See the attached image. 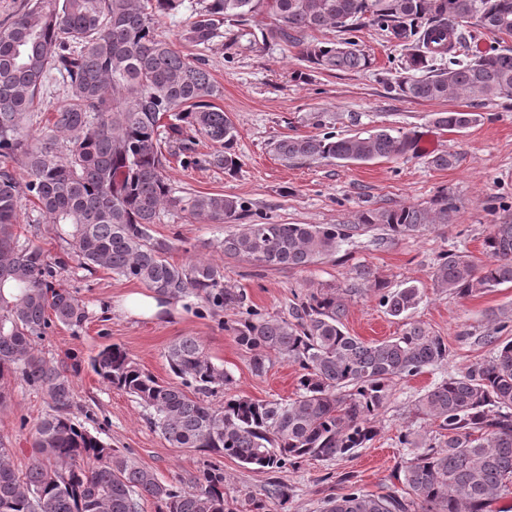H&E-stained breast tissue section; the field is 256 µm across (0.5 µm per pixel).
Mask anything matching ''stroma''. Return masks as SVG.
Wrapping results in <instances>:
<instances>
[{"mask_svg": "<svg viewBox=\"0 0 512 512\" xmlns=\"http://www.w3.org/2000/svg\"><path fill=\"white\" fill-rule=\"evenodd\" d=\"M197 0H184L180 12L161 19L160 29L175 47L204 61L218 83L220 106L234 121L238 135L232 150L239 158L235 172L207 165L182 166L172 160L170 183L175 191L222 193L247 201L252 212L280 224H353L368 208L398 205L427 206L440 189L454 195L458 211L448 226L384 240L383 230L354 235L335 256L304 269H274L235 258H225L217 244L227 225L164 215L152 234L172 240V261L203 257L223 266L224 285L244 297L246 304L270 316H284L297 298L329 288H348L352 294L344 318L346 331L366 341L399 335L403 319L389 316L377 297L359 279L368 268L392 289L417 286L421 301L411 319L442 336L450 355L445 366L395 380L390 398L379 416L381 432L366 448L347 460L308 461L282 472L292 489L291 512H317L324 498L342 493L340 478L349 473L372 493L389 486L395 467L408 458L397 435L409 427L431 440L435 427L414 414L418 397L442 378L465 371L489 358L479 344L495 315L512 316V287L501 286L466 299L439 291L432 271L445 253H465L475 261L485 258L483 241L490 225L512 223V97L483 103L464 97L416 102L404 99L390 82L403 62L406 49L372 26L358 33L359 44L372 58L361 72H324L306 69L297 49L265 45L240 38H219L208 46L180 39V31ZM448 110L477 113L478 121L462 133L438 127L433 115ZM321 113L326 130L347 136L389 128L421 138H434L432 152L379 159L369 164L284 161L272 150L274 139L317 134L314 113ZM451 153L453 167L430 165L431 153ZM60 287L78 291L88 309L81 328L56 326L40 343L42 354L65 364H80L73 377L75 411L92 433L141 465L159 480L173 483L189 478L206 464L224 472V489L234 499V512H255L250 496L266 485L269 474L248 470L231 458L193 448H174L150 428L146 412L125 391L97 376L88 360L101 347H125L142 368L159 380L172 375L164 358L167 347L183 336L201 340L212 360L234 378L233 393L258 400L295 397L297 366L275 362L263 376L253 374L250 355L241 349L227 323L240 317L228 308L219 315L203 301L189 296L166 301L164 309L143 317L123 311L122 301L143 292V285L99 269H73L62 274ZM0 405V442L11 448L16 471L26 470L34 454V427L49 410L43 392L14 381Z\"/></svg>", "mask_w": 512, "mask_h": 512, "instance_id": "stroma-1", "label": "stroma"}]
</instances>
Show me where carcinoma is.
Returning a JSON list of instances; mask_svg holds the SVG:
<instances>
[{"label": "carcinoma", "instance_id": "obj_1", "mask_svg": "<svg viewBox=\"0 0 512 512\" xmlns=\"http://www.w3.org/2000/svg\"><path fill=\"white\" fill-rule=\"evenodd\" d=\"M182 0H22L0 28V382L20 380L41 390L50 412L37 424V453L25 473L0 443V512H141L150 498L157 512H233L224 471L206 464L190 486L165 484L147 467L88 431L74 416L73 368L42 357L36 343L54 325L80 328L88 310L78 292L56 287L71 267L103 268L142 284L159 300L193 295L212 312L243 303L224 287V269L204 259L169 260L171 242L152 236L166 213L233 230L217 248L226 258L265 267L302 269L336 253L356 233L381 225L389 239L446 226L457 211L442 189L423 208L402 205L362 211L356 224H278L251 218L245 201L220 193L178 195L166 175L171 159L235 171L237 128L215 100L221 95L199 61L181 55L158 34L159 19ZM471 25L512 36V0H199L180 34L195 46L224 37V25L251 26L264 44L292 46L309 67L363 71L371 58L350 37L378 27L411 53L394 88L413 101L462 95L481 101L512 90V47L456 60ZM335 29L337 42H309L308 33ZM448 57V67L435 62ZM65 98L52 116L39 111L43 87L54 78ZM434 123L461 132L477 113H433ZM221 149L200 159L194 136ZM407 133L379 128L339 136L332 131L286 136L275 153L289 161L368 162L407 155ZM26 221L52 225L66 243L52 256L21 238ZM250 219L244 224L242 220ZM486 260L443 255L432 272L436 288L460 298L512 284V223L493 224L484 238ZM359 276L394 317L419 304L413 285L388 289L364 268ZM352 289L332 288L299 299L288 316L270 318L248 307L229 330L251 354V370L265 374L276 360L300 368L291 401L232 395L216 406L205 400L233 385L232 375L183 336L165 352L178 383H164L111 344L90 358L104 382L137 399L150 427L174 448L233 458L249 470L276 473L307 460L349 458L379 434L378 416L393 380L448 363V344L417 322L398 336L365 341L343 319ZM498 321L481 337L489 359L442 379L418 397L416 410L437 425L440 441L426 444L408 428L398 443L412 449L397 467L396 484L372 494L341 478L345 492L324 500L322 512H495L512 487V338ZM292 489L281 479L252 497L258 512H287Z\"/></svg>", "mask_w": 512, "mask_h": 512}]
</instances>
